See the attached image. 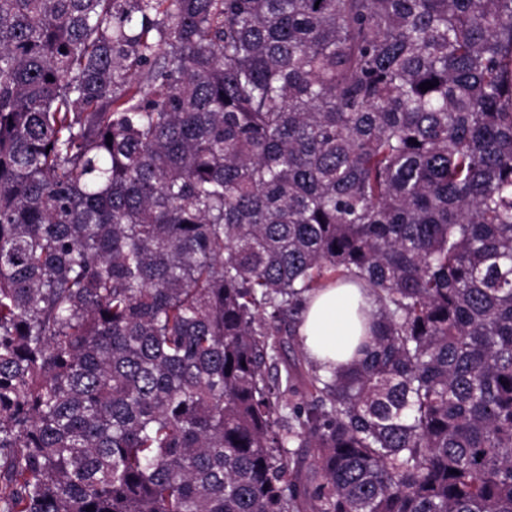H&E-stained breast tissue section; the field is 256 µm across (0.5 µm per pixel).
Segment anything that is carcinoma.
<instances>
[{
	"instance_id": "cac0c4a2",
	"label": "carcinoma",
	"mask_w": 512,
	"mask_h": 512,
	"mask_svg": "<svg viewBox=\"0 0 512 512\" xmlns=\"http://www.w3.org/2000/svg\"><path fill=\"white\" fill-rule=\"evenodd\" d=\"M90 506L512 512V0H0V512ZM359 305L365 309L364 321L368 322L376 309L374 299L367 293L361 295L353 285L321 288L304 304L297 329L300 343L327 375L359 358L356 349L368 340V327L358 315ZM287 365L288 372L294 376L296 385L300 386L302 381V374L305 370V363L302 360V357L296 346L290 345L289 348L288 344H285L281 352V359L277 365V369L271 368V375H274L277 372L284 381L286 377Z\"/></svg>"
}]
</instances>
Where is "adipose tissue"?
Returning <instances> with one entry per match:
<instances>
[{"label": "adipose tissue", "mask_w": 512, "mask_h": 512, "mask_svg": "<svg viewBox=\"0 0 512 512\" xmlns=\"http://www.w3.org/2000/svg\"><path fill=\"white\" fill-rule=\"evenodd\" d=\"M375 309L372 296L352 285H332L309 295L297 329L307 356L325 372L350 365L368 336L361 317Z\"/></svg>", "instance_id": "ef3b65f1"}]
</instances>
